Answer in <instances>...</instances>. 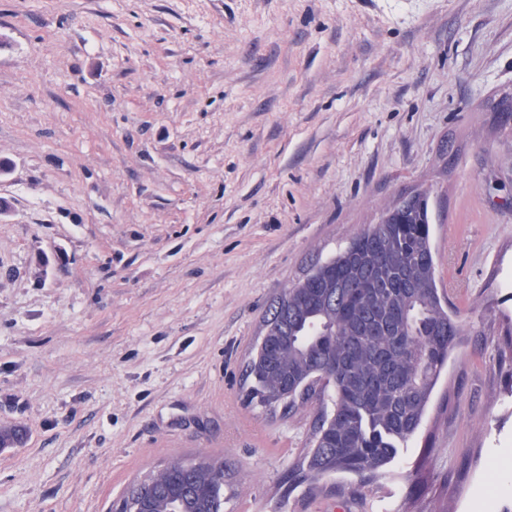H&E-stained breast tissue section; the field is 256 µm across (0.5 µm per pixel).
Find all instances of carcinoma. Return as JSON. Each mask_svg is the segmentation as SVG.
I'll return each instance as SVG.
<instances>
[{"label": "carcinoma", "instance_id": "1", "mask_svg": "<svg viewBox=\"0 0 512 512\" xmlns=\"http://www.w3.org/2000/svg\"><path fill=\"white\" fill-rule=\"evenodd\" d=\"M393 208L317 275L278 297L245 368L251 400L272 411L324 400L300 466L311 486L336 473L367 482L386 474L418 430L465 324L442 303L435 280L428 200ZM26 429L0 433L20 444ZM163 474L132 483L122 504L148 496L154 512H224V463L173 459Z\"/></svg>", "mask_w": 512, "mask_h": 512}]
</instances>
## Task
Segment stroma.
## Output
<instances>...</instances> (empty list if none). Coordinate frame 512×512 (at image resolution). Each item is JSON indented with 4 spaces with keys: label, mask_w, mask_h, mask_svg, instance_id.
Wrapping results in <instances>:
<instances>
[{
    "label": "stroma",
    "mask_w": 512,
    "mask_h": 512,
    "mask_svg": "<svg viewBox=\"0 0 512 512\" xmlns=\"http://www.w3.org/2000/svg\"><path fill=\"white\" fill-rule=\"evenodd\" d=\"M512 0H0V512H109L170 458L224 512H512ZM467 323L389 473L291 481L269 307L401 196Z\"/></svg>",
    "instance_id": "obj_1"
}]
</instances>
